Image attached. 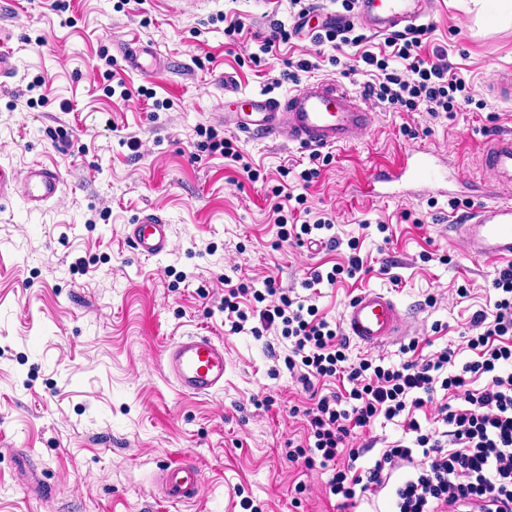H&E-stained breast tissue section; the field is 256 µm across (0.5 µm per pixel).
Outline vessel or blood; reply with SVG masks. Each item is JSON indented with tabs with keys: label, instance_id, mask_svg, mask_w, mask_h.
<instances>
[{
	"label": "vessel or blood",
	"instance_id": "1",
	"mask_svg": "<svg viewBox=\"0 0 512 512\" xmlns=\"http://www.w3.org/2000/svg\"><path fill=\"white\" fill-rule=\"evenodd\" d=\"M430 9L431 0H356V10L350 16L313 10L301 19V34L308 37L352 22L376 35L391 34L414 25ZM121 59L127 70L148 75L155 70L159 57L153 49L130 41L124 45ZM224 96L229 104L224 111L225 127L249 134L284 135L290 142L312 150L348 145L371 122L370 113L359 99L333 80L307 83L283 98L265 94L243 97L228 75L224 78ZM480 163L494 174V192L500 200L477 203L452 230L473 257L512 261V133L490 135ZM402 180L439 194L448 191V177L432 161L430 152L415 150L365 179L363 194L377 196L383 186ZM62 186L59 171L43 164L30 166L21 176L0 168V198L17 194L40 206L57 198ZM128 239L141 254H161L168 248V225L157 212H147L129 225ZM404 318L391 296L368 289L349 301L342 323L347 336L363 347L373 348L400 336ZM159 362L183 392L207 396L224 386V346L211 337H180L162 349ZM163 484L167 496L176 501L193 500L200 490L198 473L178 462L167 467Z\"/></svg>",
	"mask_w": 512,
	"mask_h": 512
}]
</instances>
